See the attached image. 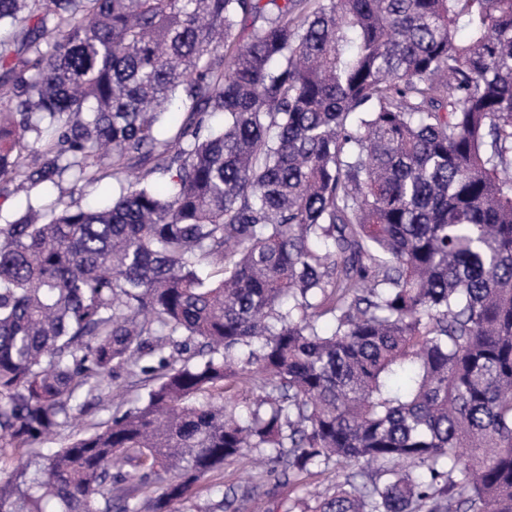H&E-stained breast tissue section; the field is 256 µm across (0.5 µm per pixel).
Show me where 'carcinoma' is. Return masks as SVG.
I'll list each match as a JSON object with an SVG mask.
<instances>
[{
  "mask_svg": "<svg viewBox=\"0 0 512 512\" xmlns=\"http://www.w3.org/2000/svg\"><path fill=\"white\" fill-rule=\"evenodd\" d=\"M66 173L120 192L0 214V459L155 384L0 512L246 451L343 471L318 512H512V0H0V196ZM110 382L112 392L105 387L103 400L92 397L83 399L86 402L85 411L81 417L84 429L92 430L101 426L112 417L117 409L125 411L141 403L155 380L141 382L136 378H129L123 370H116L114 378Z\"/></svg>",
  "mask_w": 512,
  "mask_h": 512,
  "instance_id": "carcinoma-1",
  "label": "carcinoma"
}]
</instances>
